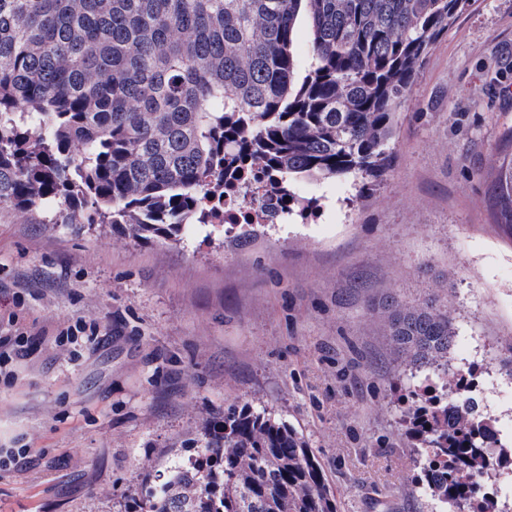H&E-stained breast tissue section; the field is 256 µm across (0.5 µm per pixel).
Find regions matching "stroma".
Returning <instances> with one entry per match:
<instances>
[{
    "instance_id": "obj_1",
    "label": "stroma",
    "mask_w": 512,
    "mask_h": 512,
    "mask_svg": "<svg viewBox=\"0 0 512 512\" xmlns=\"http://www.w3.org/2000/svg\"><path fill=\"white\" fill-rule=\"evenodd\" d=\"M512 125V0H471L430 51L377 186L302 183L324 216L130 241L109 224H30L0 207V316L34 337L0 382V512H143L204 453L205 421L252 403L312 449L338 512H439L411 480L415 385L384 335L388 301L455 310L452 368L512 428V235L483 205ZM75 324L95 329L59 347Z\"/></svg>"
}]
</instances>
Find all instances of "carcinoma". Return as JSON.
<instances>
[{"label":"carcinoma","mask_w":512,"mask_h":512,"mask_svg":"<svg viewBox=\"0 0 512 512\" xmlns=\"http://www.w3.org/2000/svg\"><path fill=\"white\" fill-rule=\"evenodd\" d=\"M469 0H0V206L36 224L120 225L177 238L224 222V176L288 186L373 180L433 45ZM311 31L308 61L295 27ZM487 205L512 230V128L487 166ZM409 393L414 480L442 512H501L482 492L495 420L448 368L454 310L393 300L384 320ZM147 512H336L322 467L249 404L206 420Z\"/></svg>","instance_id":"1"}]
</instances>
